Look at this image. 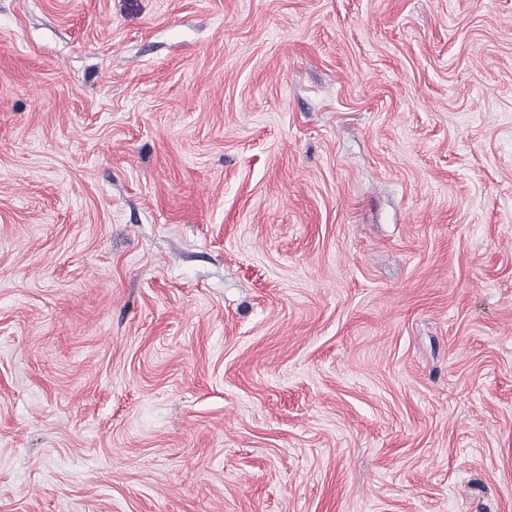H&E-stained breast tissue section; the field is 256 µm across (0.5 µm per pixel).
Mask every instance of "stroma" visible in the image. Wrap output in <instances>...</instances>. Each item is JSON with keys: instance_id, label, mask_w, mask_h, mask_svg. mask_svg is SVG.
Returning <instances> with one entry per match:
<instances>
[{"instance_id": "obj_1", "label": "stroma", "mask_w": 512, "mask_h": 512, "mask_svg": "<svg viewBox=\"0 0 512 512\" xmlns=\"http://www.w3.org/2000/svg\"><path fill=\"white\" fill-rule=\"evenodd\" d=\"M0 512H512V0H0Z\"/></svg>"}]
</instances>
